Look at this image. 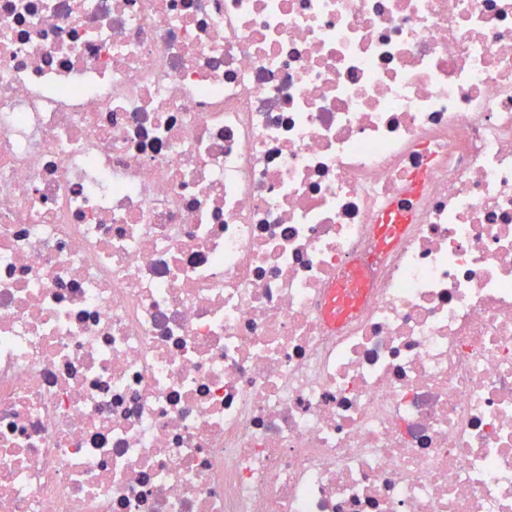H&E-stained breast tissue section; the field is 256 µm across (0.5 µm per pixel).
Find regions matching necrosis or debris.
I'll list each match as a JSON object with an SVG mask.
<instances>
[{"instance_id":"4bbe7bcc","label":"necrosis or debris","mask_w":512,"mask_h":512,"mask_svg":"<svg viewBox=\"0 0 512 512\" xmlns=\"http://www.w3.org/2000/svg\"><path fill=\"white\" fill-rule=\"evenodd\" d=\"M0 512H512V0H0Z\"/></svg>"}]
</instances>
